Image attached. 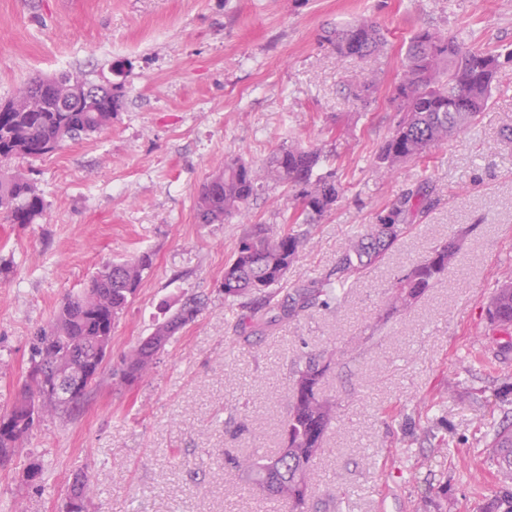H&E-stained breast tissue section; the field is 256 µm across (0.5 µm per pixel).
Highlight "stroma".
I'll return each instance as SVG.
<instances>
[{
    "label": "stroma",
    "instance_id": "obj_1",
    "mask_svg": "<svg viewBox=\"0 0 512 512\" xmlns=\"http://www.w3.org/2000/svg\"><path fill=\"white\" fill-rule=\"evenodd\" d=\"M367 18L387 44L340 56L324 36ZM502 53L498 87L477 127L391 178L372 172L398 119L395 84L421 28ZM512 0H0V101L62 72L109 73L124 97L107 129L19 167L47 208L39 224L0 222V412L26 379L29 336L107 263L151 253L153 266L112 333L106 373L71 416L46 413L25 452L0 468V512H59L88 472L89 512H265V497L225 454L276 452L293 392L290 367L342 349L321 392L339 414L315 463L308 512H486L494 466L486 437L512 423L511 338L487 303L512 268ZM375 79L368 103L351 91ZM321 148L343 187L283 283L327 277L343 243L404 192L431 208L394 248L351 278L339 303L282 321L229 309L217 289L243 231L286 230L298 209L281 186L221 224L196 218L224 161L259 162L289 139ZM457 240L446 279L410 310L387 314L394 280L432 247ZM202 313L140 382L110 368L183 295ZM41 455L46 486L24 479Z\"/></svg>",
    "mask_w": 512,
    "mask_h": 512
}]
</instances>
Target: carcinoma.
Here are the masks:
<instances>
[{
    "mask_svg": "<svg viewBox=\"0 0 512 512\" xmlns=\"http://www.w3.org/2000/svg\"><path fill=\"white\" fill-rule=\"evenodd\" d=\"M328 42L339 55L368 56L384 44L380 29L360 19L333 32ZM500 54L478 49L430 29L409 39L402 72L396 85L400 117L384 140L376 173L382 177L419 161L455 136L476 126L486 110L500 70ZM82 81L98 88L92 101L71 102L67 84ZM118 86L105 77L63 73L23 85L0 104V219L8 224H37L46 203L34 182L10 167L17 159L39 158L67 141L100 131L112 123L122 104ZM286 186L300 201L296 220L314 224L336 205L342 187L335 173L323 169L321 149L297 140L288 141L256 165L240 159L224 166L202 188L197 202L201 224L222 223L241 214L271 185ZM430 204L423 192L409 191L377 217V223L344 243L331 276L279 298L288 271L309 242L308 235L285 231L272 235L263 224H253L240 238L224 265L219 293L229 306H245L251 298L278 309L279 318L291 320L315 307L337 300L350 278L378 262L395 243L415 213ZM457 247L450 240L432 248L391 286L388 310L411 308L430 288L448 276ZM152 267L144 252L122 262L108 263L91 278L84 291L68 296L55 319L29 337L30 367L48 374L36 385L25 383L12 409L0 415L7 422L0 430V466L18 451L43 413H67L85 396L103 373V346L112 342V328L135 297ZM203 301L188 296L176 304L153 332L113 371L119 383L131 386L156 364L154 342L169 345L198 316ZM494 327L512 333V274L497 283L487 308ZM342 350L309 353L294 362V387L283 421V447L274 455L253 453L234 460L251 484L268 498L283 501L284 512H305L313 481V466L322 452L325 432L337 417L336 402L321 395L322 379ZM488 454L497 469L496 508L512 512V426L494 433ZM25 481L38 487L43 481L41 456L32 452ZM92 485L86 473L77 475L64 498L61 512H86Z\"/></svg>",
    "mask_w": 512,
    "mask_h": 512,
    "instance_id": "obj_1",
    "label": "carcinoma"
}]
</instances>
